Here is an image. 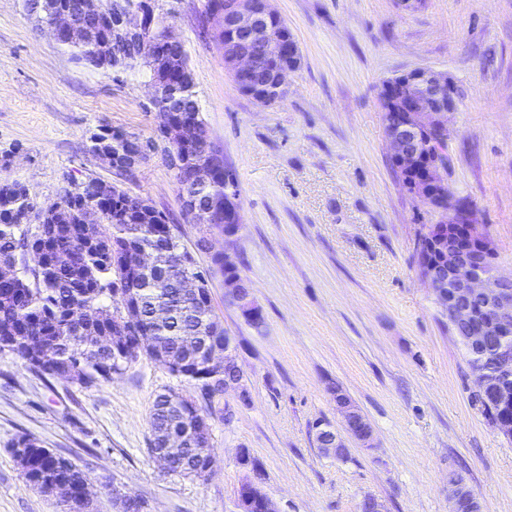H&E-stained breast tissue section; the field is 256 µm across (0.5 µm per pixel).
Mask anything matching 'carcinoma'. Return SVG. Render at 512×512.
<instances>
[{
    "label": "carcinoma",
    "mask_w": 512,
    "mask_h": 512,
    "mask_svg": "<svg viewBox=\"0 0 512 512\" xmlns=\"http://www.w3.org/2000/svg\"><path fill=\"white\" fill-rule=\"evenodd\" d=\"M43 19L58 10L77 9L79 0H35ZM133 0H103L106 29H111L112 15L129 7ZM77 59L103 71L124 68L128 71H152L150 62L136 55L130 43L119 47L122 58L113 60L114 48L62 43ZM128 192L102 179H91L72 188H64L59 197L43 204L33 201L19 182L0 180V264H17V256L27 253L25 247L36 245L46 249L41 254V267L16 270L10 281H0V351L8 350L25 365L31 360L17 349L15 337L24 333L43 344L45 352L35 368L41 375L61 376L65 366L79 364L76 383L89 387L108 382L112 374L134 362L141 354L174 371L170 359L183 355V338L188 334L207 342L224 341V329L215 319L210 300L185 299L180 295L179 280L193 256L180 246L166 215L152 205L129 204ZM98 211L99 223L87 230L80 214L86 208ZM156 249L164 255V269L137 272L130 267L133 254L140 248ZM213 270L224 282L241 279L238 256L228 260L211 259ZM113 304L103 303V297ZM138 304L136 326L151 349L137 350L135 336L126 337L125 354H112L110 348H99L93 337L112 335L113 314L122 301ZM89 305L106 313L101 327L78 332L70 323L72 308ZM166 305L171 315L166 321L153 317V307ZM182 376L193 382L201 402H172L166 394L154 401L151 413L153 436L168 434L172 429L185 431L197 419L215 414L213 403L220 396L222 382L202 375V369L185 371ZM189 448L182 460L180 476L195 475L201 463L199 438L189 434L183 438ZM12 447L26 449V465L20 466L26 482L47 495L52 478H66L79 488L87 482L85 474L71 461L55 456L28 437Z\"/></svg>",
    "instance_id": "1"
}]
</instances>
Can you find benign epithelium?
<instances>
[{"label": "benign epithelium", "mask_w": 512, "mask_h": 512, "mask_svg": "<svg viewBox=\"0 0 512 512\" xmlns=\"http://www.w3.org/2000/svg\"><path fill=\"white\" fill-rule=\"evenodd\" d=\"M156 0H139L112 19L120 34L135 40L140 57L155 62L149 79L151 103L166 142L167 155L174 169L181 170L189 184L198 187L213 185L219 178L228 182L232 171L224 155L210 139L206 125L199 119L175 122L173 114L180 111L177 91L164 88L172 72L192 81L183 43L170 30H165L167 48L146 31L156 17ZM275 16L270 0H224V8L212 13L217 30L226 33L225 64L238 78L250 83L264 99L282 90L290 70L284 63L286 44L276 39H261V26ZM46 26L57 42L76 45L94 41L96 31L88 28L82 18L59 11ZM456 91L448 77L431 70H413L403 74L399 97L386 119L387 139L392 163L400 170H416L427 157L428 147L435 141L448 142V113L455 110ZM115 147L100 160L119 173H130L145 158L148 145L121 129H112ZM183 208L193 224L213 223L217 204L210 199L200 202L183 195ZM433 208L448 214L450 224L474 223L469 201L444 195L436 198ZM425 247L442 255L429 264L420 276L430 288L448 329L473 355L470 375L473 394L488 405L504 409L512 403V275L504 276L496 264L495 249L490 240L473 232L466 240L449 232L444 237H428ZM228 298L243 314L253 318L258 308L250 300V287L244 280L235 283ZM231 339L224 337V348L210 349L208 344L192 340L190 355L205 360L212 378L224 379L223 391L241 390L242 372L230 354ZM336 412L343 420L350 439L365 448L373 447L374 430L352 399L341 388L335 391ZM320 448L337 458L346 455L341 435L325 427L317 432ZM183 447L180 435L165 437L163 448L151 449L152 458L165 471L176 467L173 449ZM261 474L246 481L239 492V505L253 499L261 500L262 512H273L270 501L256 492ZM448 498L453 512H480V503L465 479L448 478Z\"/></svg>", "instance_id": "7a95c632"}]
</instances>
